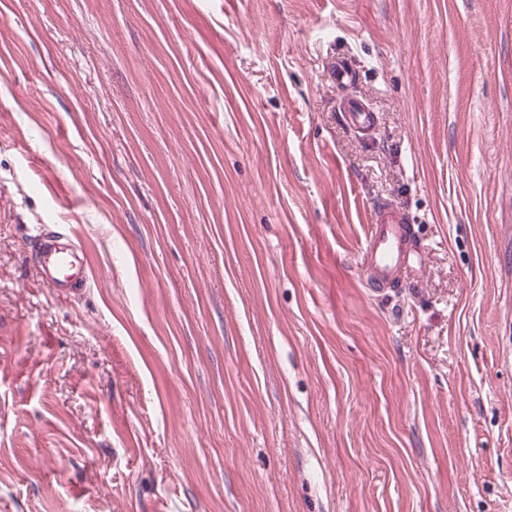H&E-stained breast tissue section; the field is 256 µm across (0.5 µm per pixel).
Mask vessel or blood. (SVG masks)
<instances>
[{"label":"vessel or blood","mask_w":512,"mask_h":512,"mask_svg":"<svg viewBox=\"0 0 512 512\" xmlns=\"http://www.w3.org/2000/svg\"><path fill=\"white\" fill-rule=\"evenodd\" d=\"M339 110L349 126L356 130L369 129L376 122L375 113L355 98L342 100ZM32 244L37 268L48 287L75 292L83 288L87 254L71 231L40 228L33 235ZM412 252L407 217L395 206H378L364 249L372 282L382 287L400 282L410 266Z\"/></svg>","instance_id":"obj_1"}]
</instances>
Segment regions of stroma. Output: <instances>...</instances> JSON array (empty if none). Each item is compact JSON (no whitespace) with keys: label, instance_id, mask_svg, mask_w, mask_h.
<instances>
[{"label":"stroma","instance_id":"stroma-1","mask_svg":"<svg viewBox=\"0 0 512 512\" xmlns=\"http://www.w3.org/2000/svg\"><path fill=\"white\" fill-rule=\"evenodd\" d=\"M0 512H512V0H0ZM346 122L355 130H367L375 125L376 114L355 98H345L339 105ZM408 218L393 205H379L366 241L364 258L372 282L389 286L402 280L413 252ZM32 244L37 268L49 288H69L75 293L83 288L88 265L87 253L71 231L39 227L32 235Z\"/></svg>","mask_w":512,"mask_h":512}]
</instances>
